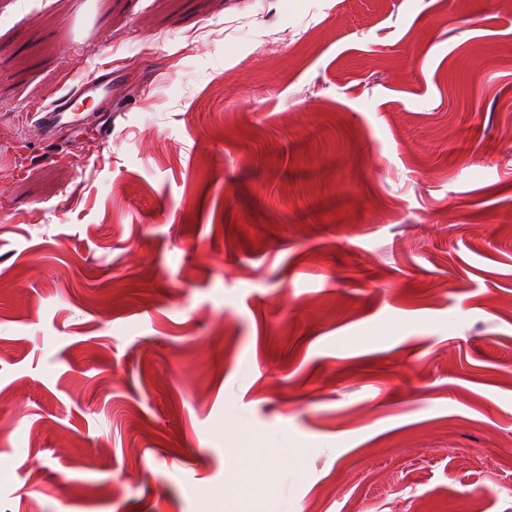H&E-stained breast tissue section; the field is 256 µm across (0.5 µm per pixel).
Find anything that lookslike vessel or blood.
Masks as SVG:
<instances>
[{
	"label": "vessel or blood",
	"instance_id": "b4317fda",
	"mask_svg": "<svg viewBox=\"0 0 512 512\" xmlns=\"http://www.w3.org/2000/svg\"><path fill=\"white\" fill-rule=\"evenodd\" d=\"M112 82V69L104 66L88 78L62 84L58 92L34 104L32 127L44 140L52 138L62 127L81 131L93 122L96 104L102 103L111 94Z\"/></svg>",
	"mask_w": 512,
	"mask_h": 512
}]
</instances>
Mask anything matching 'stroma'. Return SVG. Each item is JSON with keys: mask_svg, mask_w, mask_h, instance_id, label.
I'll use <instances>...</instances> for the list:
<instances>
[{"mask_svg": "<svg viewBox=\"0 0 512 512\" xmlns=\"http://www.w3.org/2000/svg\"><path fill=\"white\" fill-rule=\"evenodd\" d=\"M20 139L0 512H512V0H0ZM115 78L112 66H104L76 83L67 84L69 79L65 80L58 90L33 105L34 111H29L32 127L43 140L51 139L61 127L80 132L93 122L94 104L102 103L112 94ZM253 443L250 440L246 424L239 423V431L234 436V445L230 460L225 470L224 491L217 494V499L221 503V508L217 512L224 511V504L235 500L241 493L243 487L249 482L256 465L259 463L251 448Z\"/></svg>", "mask_w": 512, "mask_h": 512, "instance_id": "35a3bbf8", "label": "stroma"}]
</instances>
